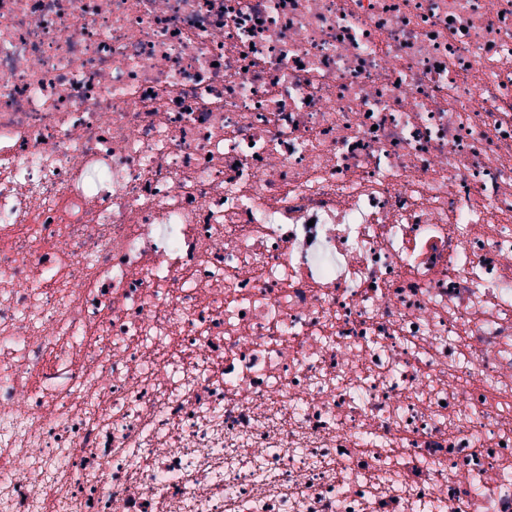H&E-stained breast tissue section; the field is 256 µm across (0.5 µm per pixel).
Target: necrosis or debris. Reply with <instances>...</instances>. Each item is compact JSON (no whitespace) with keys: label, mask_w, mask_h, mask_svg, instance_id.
<instances>
[{"label":"necrosis or debris","mask_w":512,"mask_h":512,"mask_svg":"<svg viewBox=\"0 0 512 512\" xmlns=\"http://www.w3.org/2000/svg\"><path fill=\"white\" fill-rule=\"evenodd\" d=\"M0 512H512V0H0Z\"/></svg>","instance_id":"necrosis-or-debris-1"}]
</instances>
